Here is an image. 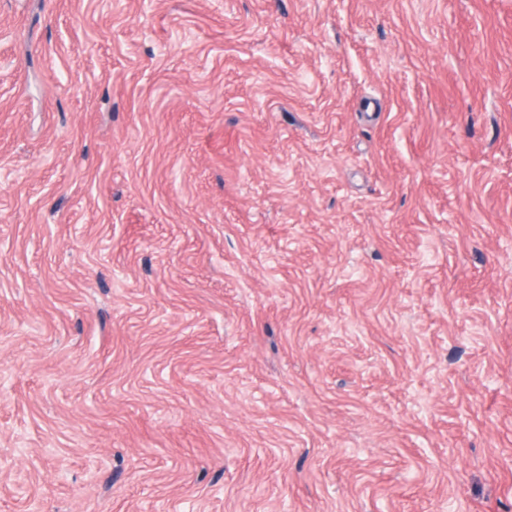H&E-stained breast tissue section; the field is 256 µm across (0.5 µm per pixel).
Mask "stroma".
Segmentation results:
<instances>
[{"label":"stroma","mask_w":512,"mask_h":512,"mask_svg":"<svg viewBox=\"0 0 512 512\" xmlns=\"http://www.w3.org/2000/svg\"><path fill=\"white\" fill-rule=\"evenodd\" d=\"M0 512H512V0H0Z\"/></svg>","instance_id":"1"}]
</instances>
